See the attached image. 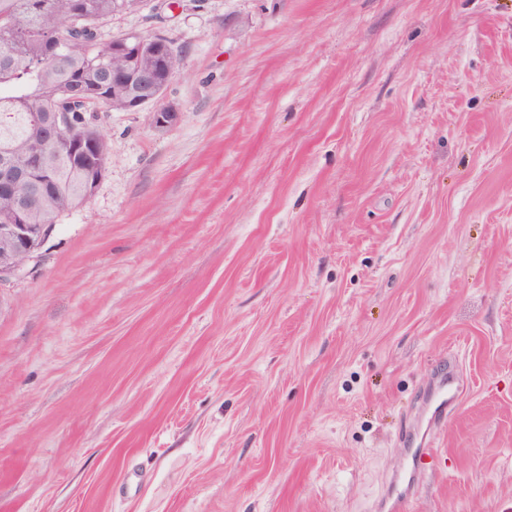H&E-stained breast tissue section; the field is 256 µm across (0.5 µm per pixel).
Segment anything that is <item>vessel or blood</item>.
<instances>
[{
	"label": "vessel or blood",
	"instance_id": "vessel-or-blood-1",
	"mask_svg": "<svg viewBox=\"0 0 512 512\" xmlns=\"http://www.w3.org/2000/svg\"><path fill=\"white\" fill-rule=\"evenodd\" d=\"M462 390L460 377L446 368L434 373L416 403L409 426L399 435L406 447L407 465L386 477L385 489L374 506L375 512H410L417 490L428 478L436 459L430 435L446 429Z\"/></svg>",
	"mask_w": 512,
	"mask_h": 512
}]
</instances>
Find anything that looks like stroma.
I'll return each instance as SVG.
<instances>
[{"mask_svg": "<svg viewBox=\"0 0 512 512\" xmlns=\"http://www.w3.org/2000/svg\"><path fill=\"white\" fill-rule=\"evenodd\" d=\"M91 199L0 286V512H512V0H180ZM462 390L463 383L459 376L445 367L437 369L416 402L415 414L409 426L399 434L400 441L406 446L407 465L386 477L385 489L377 498L373 511L411 510L417 489L429 477L436 459V448L428 435L446 429Z\"/></svg>", "mask_w": 512, "mask_h": 512, "instance_id": "1", "label": "stroma"}]
</instances>
